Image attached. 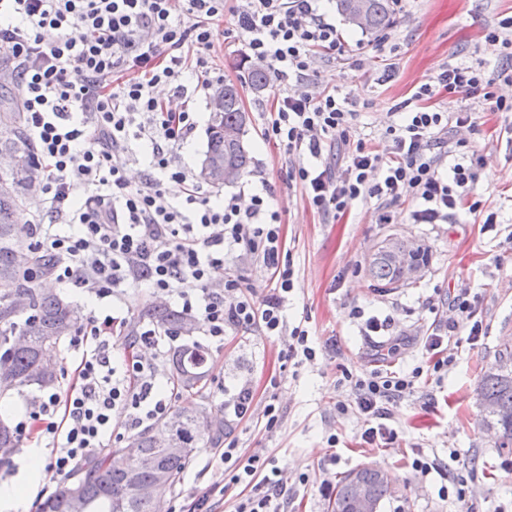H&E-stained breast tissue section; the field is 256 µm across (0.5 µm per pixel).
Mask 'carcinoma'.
<instances>
[{
	"mask_svg": "<svg viewBox=\"0 0 512 512\" xmlns=\"http://www.w3.org/2000/svg\"><path fill=\"white\" fill-rule=\"evenodd\" d=\"M369 18L361 31L376 33L390 22L394 0H368ZM224 109L214 111L207 131L206 156L213 162L229 164L237 170V177H243L250 166V157L245 144L247 134V113L241 103L239 91L232 83H226ZM0 123L9 128L10 137L0 140V154L13 155L24 167L32 164L31 156L19 155L13 147V138L25 136L23 120L18 112H5L0 115ZM233 128L238 136L234 141L224 139V129ZM20 203V186L0 177V391H9L24 386L47 387L54 383L55 373L44 363L45 353L58 346L69 335L76 320V308L56 295H43L32 282L26 280L24 270L18 261L20 244L14 235V215ZM401 246L395 242L380 248L374 256L369 274L373 281L386 287L398 281V268L394 264L391 251ZM23 293L28 296L30 312L25 318L12 308L13 298ZM145 314L156 320L162 327L171 331L184 329L186 318L180 313L162 306H154ZM19 332L27 337L26 344L15 346L11 336ZM208 352L198 345H184L173 356L172 383L177 398L183 394L194 395V388L207 376L205 364ZM507 364L496 373L483 374L479 384L480 401L490 402L512 411V344L502 345L495 356ZM206 411L200 403L178 409L171 419V430L185 447L196 449L200 435L194 428L197 415ZM485 424L496 430L498 448H512V417L486 415ZM190 456L169 457L163 465L167 472V482L175 483ZM131 471L141 483L154 481V473L135 465L118 453L91 457L84 460L76 473L58 481L59 488L41 504L40 512H70L61 497L60 486L77 483L84 489L86 506L84 512H156L155 503L149 500L123 501L122 479ZM357 473L379 503L389 495L385 485L375 471L359 468ZM349 475L342 476L333 491L332 512H351L348 498Z\"/></svg>",
	"mask_w": 512,
	"mask_h": 512,
	"instance_id": "obj_1",
	"label": "carcinoma"
}]
</instances>
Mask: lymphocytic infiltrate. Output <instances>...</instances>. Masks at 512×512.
<instances>
[{"mask_svg":"<svg viewBox=\"0 0 512 512\" xmlns=\"http://www.w3.org/2000/svg\"><path fill=\"white\" fill-rule=\"evenodd\" d=\"M318 2L241 0L237 27L251 58L266 63L276 81L303 80L319 53L339 50L336 27L320 14ZM223 16L224 0H0V57L20 92L18 110L32 136L35 187L43 202L28 227L26 273L34 281L51 274L100 298L142 286L174 294L210 342L256 326L265 335L287 337L288 359L311 362L317 351L308 329L289 326L284 315L295 269L282 246L278 213L257 193L246 206L235 196L212 206L208 192L172 160L196 128L192 113L169 111L153 94L160 84L185 92L191 75L199 91L223 83L212 55V25ZM498 80L512 83L511 63L493 77L478 66L449 64L418 94L431 95L438 86L512 112V98L493 90ZM356 119L347 101L302 89L282 92L266 119L265 137L298 156L289 179L318 212L342 214L369 198L381 202L380 221L388 224L390 207L410 197L422 204L415 221L432 223L474 194L483 157L451 134L452 127L470 122L469 109L448 114L417 108L386 129L381 150L353 140ZM139 140L152 145V172L134 186L112 157ZM335 147L346 155L336 168L323 160L324 150ZM171 183L180 186L179 198L170 197ZM47 213L71 225L72 233L46 227ZM238 247L271 273L275 286L262 298L231 277L222 291L209 286L212 272L224 267L225 250ZM44 258L50 268H42ZM449 306L454 319L425 342L437 373L450 363L441 354L445 339L464 334L474 341L482 333L477 297L461 291ZM112 322L109 315L94 318L74 333L69 345L80 359L66 398H33L27 419L16 425L19 438L49 440L54 475H69L83 459L111 448L114 413L124 414L127 429L134 430L170 412L167 399L152 395L161 356L146 360L135 353L113 367ZM419 376L416 370L344 373L350 400L339 408L369 417L364 442L392 443L398 438L390 425L393 408L413 392ZM221 458L228 485L250 488L235 512H284L288 488L273 460L258 454L240 459L233 440L225 442Z\"/></svg>","mask_w":512,"mask_h":512,"instance_id":"1","label":"lymphocytic infiltrate"}]
</instances>
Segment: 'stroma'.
I'll return each instance as SVG.
<instances>
[{
    "instance_id": "35a3bbf8",
    "label": "stroma",
    "mask_w": 512,
    "mask_h": 512,
    "mask_svg": "<svg viewBox=\"0 0 512 512\" xmlns=\"http://www.w3.org/2000/svg\"><path fill=\"white\" fill-rule=\"evenodd\" d=\"M236 7V0H226L224 19L214 27V52L225 81L241 93L249 117L246 147L252 164L237 182L209 186L208 192L219 203L269 187L268 200L280 215L283 241L295 267L287 319L290 325L306 326L321 350L313 362L296 366L281 357L284 337L252 328L227 333L218 346L194 332L185 337V344H206L210 353L204 404L222 414L225 389L242 382L251 385L252 417L239 423L225 421L224 429L237 440L241 454L272 458L287 484H294L299 473L309 474L308 489L289 500L288 512H331L328 498L319 491L321 480L338 481L366 464L383 467L394 480V492L384 500L381 512H457L455 498L440 496L437 475L424 476L412 469L413 458L420 455L453 461L462 474H473L471 512H512V454L497 448L477 396L502 337L512 336V180L506 177L512 170V112L490 111L484 102L474 104L470 125L459 130L485 159L473 195L476 211L464 206L439 223L417 224L410 217L417 204L409 199L395 207L393 223L382 224L377 201L367 199L355 202L341 216L319 213L301 186L288 182L295 158L263 136L265 115L279 88L270 83L258 92L249 85L247 73L254 63L245 36L234 26ZM320 11L335 24L341 49L322 56L307 82L311 89L346 98L358 114L356 137L380 146L386 128L399 120L398 104L448 113L460 109L459 97L443 90L420 100L414 97L444 65H478L488 73L501 67L506 50L487 35L512 17V0H398L382 31L388 39L382 51L373 48L372 34L344 21L336 0H322ZM176 103L196 114V129L175 158L194 173L206 149L209 97H180ZM389 236L427 247L428 263L416 281L382 288L369 277L374 248ZM41 287L77 308V326L93 315L115 316L112 355L117 360L129 352L132 328L146 324L140 310L156 300L146 288L102 299L50 277ZM462 288L479 299L483 333L471 344L448 342L444 353L453 363L439 378L426 369L423 344L447 321L448 300ZM357 307L369 316L391 318L387 343L364 334L361 320L352 315ZM77 359L67 343H60L51 359L58 375L52 387L1 393L0 400L15 406L9 424L27 417L32 398L65 395L63 372ZM418 366L424 372L414 393L394 410L392 424L401 432L399 439L380 447L363 443L365 416L336 409L350 394L342 382L344 373L359 375L375 368L408 372ZM271 399L281 414V425L273 433L265 431L263 418ZM332 436L337 439L333 445L328 442ZM220 453L218 446L199 443L179 480L157 494L158 512H180L187 497L204 492L210 493L215 512H231L237 491L221 487Z\"/></svg>"
}]
</instances>
